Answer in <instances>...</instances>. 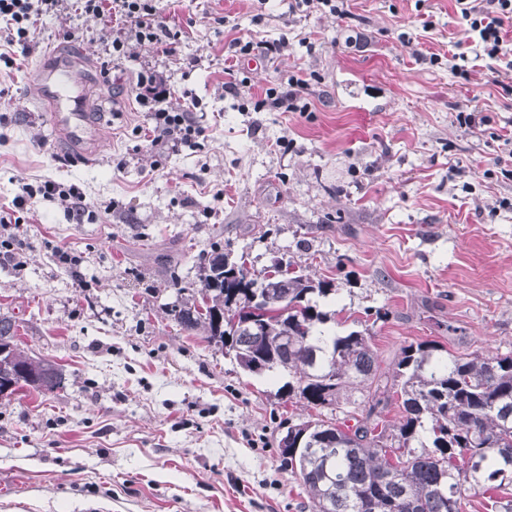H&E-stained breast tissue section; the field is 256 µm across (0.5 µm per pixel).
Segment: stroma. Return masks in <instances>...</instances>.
Masks as SVG:
<instances>
[{
    "label": "stroma",
    "instance_id": "stroma-1",
    "mask_svg": "<svg viewBox=\"0 0 512 512\" xmlns=\"http://www.w3.org/2000/svg\"><path fill=\"white\" fill-rule=\"evenodd\" d=\"M156 7L186 33L175 54L135 47L103 77L102 21L67 9L37 21V53L5 81L0 206L21 183L51 180L94 214L73 224L59 201L37 199L16 231L18 262L0 261V315L21 350L62 372L54 391L0 397V490L28 512H311L272 444L276 384L180 331L170 310L219 247L332 279L329 309L353 317L336 333L362 324L381 365L423 340L512 353V172L492 165L512 150V76L491 83L488 59L453 72L466 39L455 0H350L344 19L295 0ZM425 21L419 47L406 45L401 33ZM246 36L287 46L240 60L245 84L224 94V45ZM60 48L81 59L102 126L89 161L34 104L36 65ZM147 66L169 77L171 106L186 89L199 99L196 147L142 149L152 121L131 89ZM296 74L308 111L258 108ZM473 110L487 124L461 127Z\"/></svg>",
    "mask_w": 512,
    "mask_h": 512
}]
</instances>
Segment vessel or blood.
<instances>
[{"instance_id":"vessel-or-blood-1","label":"vessel or blood","mask_w":512,"mask_h":512,"mask_svg":"<svg viewBox=\"0 0 512 512\" xmlns=\"http://www.w3.org/2000/svg\"><path fill=\"white\" fill-rule=\"evenodd\" d=\"M35 95L51 116L54 134L83 159L98 150L99 124L90 110L85 75L68 52L47 55L35 68Z\"/></svg>"}]
</instances>
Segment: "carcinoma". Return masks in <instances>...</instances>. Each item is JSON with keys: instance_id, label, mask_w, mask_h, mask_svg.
<instances>
[{"instance_id": "carcinoma-1", "label": "carcinoma", "mask_w": 512, "mask_h": 512, "mask_svg": "<svg viewBox=\"0 0 512 512\" xmlns=\"http://www.w3.org/2000/svg\"><path fill=\"white\" fill-rule=\"evenodd\" d=\"M288 276L271 267L247 266L214 250L200 274L201 302L172 309L188 333L205 338L252 375L288 377V401L318 414L288 422L286 433L301 438L295 453L277 443L278 455L307 491L312 512H462L467 493L502 504L512 481V354L445 352L435 341L401 349L382 369L371 337L326 328L351 316L326 311L318 299L333 291L326 279L296 271L292 259L276 258ZM281 313L251 333L243 312L254 294ZM16 324L0 316V380L13 388L52 391L61 383L56 365L33 359L15 343ZM360 393L354 397V393ZM397 406L399 418L387 419ZM329 408L335 415L325 417Z\"/></svg>"}]
</instances>
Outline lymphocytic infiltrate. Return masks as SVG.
Here are the masks:
<instances>
[{
	"mask_svg": "<svg viewBox=\"0 0 512 512\" xmlns=\"http://www.w3.org/2000/svg\"><path fill=\"white\" fill-rule=\"evenodd\" d=\"M461 21L468 32L469 44L476 55L488 59H499L504 54L505 33L512 26V0H455ZM91 19L111 18L112 27L103 38L105 52L110 59L127 57L134 46H151L161 53H174L182 41L184 32L179 28L163 25L156 13L153 0H0V40L7 46L0 52V62L13 66L14 59L7 51L20 47L22 55L34 53L36 21L46 16H55L67 6ZM168 93L167 79L163 73L145 68L137 76L135 99L149 111L153 120L154 136L151 146L166 145L169 151L194 146L205 129L192 113L199 101L190 91H183L185 105L174 109L165 106ZM59 200L72 223H83L89 205L76 191L61 189L52 181L39 185L23 184L21 195L13 201L12 210L0 209V234L12 237L16 219L14 209L33 203L36 197Z\"/></svg>",
	"mask_w": 512,
	"mask_h": 512,
	"instance_id": "lymphocytic-infiltrate-1",
	"label": "lymphocytic infiltrate"
}]
</instances>
